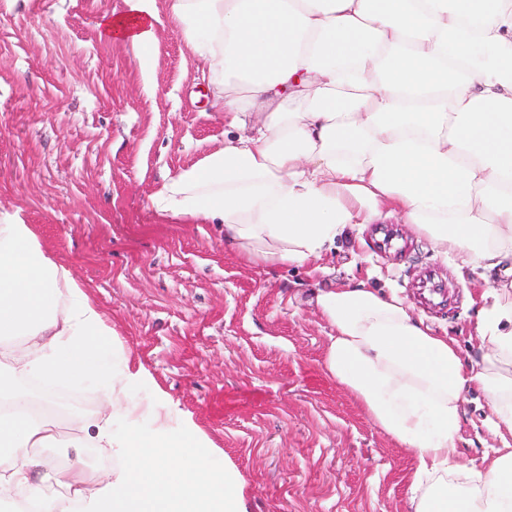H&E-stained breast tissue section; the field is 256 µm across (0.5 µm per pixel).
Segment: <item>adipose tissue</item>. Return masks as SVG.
Segmentation results:
<instances>
[{"label":"adipose tissue","mask_w":512,"mask_h":512,"mask_svg":"<svg viewBox=\"0 0 512 512\" xmlns=\"http://www.w3.org/2000/svg\"><path fill=\"white\" fill-rule=\"evenodd\" d=\"M104 17L107 43L140 64L157 48L156 0ZM230 129L170 176L160 215L224 227L248 264L321 261L355 224L399 216L434 250L482 268L480 358L409 305L364 284L319 291L332 332L326 373L412 457L413 512H512V0H168ZM95 305L18 212L0 210V492L26 512H60L37 481L54 420L35 415L23 375L106 378L92 439L119 472L73 465L55 480L82 512H246L232 470L214 469L192 425L112 430L141 372L113 376ZM486 395L504 445L482 466L456 461L465 390Z\"/></svg>","instance_id":"ef3b65f1"}]
</instances>
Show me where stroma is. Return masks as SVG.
<instances>
[{"instance_id": "1", "label": "stroma", "mask_w": 512, "mask_h": 512, "mask_svg": "<svg viewBox=\"0 0 512 512\" xmlns=\"http://www.w3.org/2000/svg\"><path fill=\"white\" fill-rule=\"evenodd\" d=\"M163 17L142 72L101 37L123 0H0V206L20 211L70 269L112 330L113 371L140 367L141 426L175 406L233 470L247 512H409L410 454L324 370L330 326L317 289L349 280L397 296L463 357L475 333L481 270L458 268L389 219L355 225L323 269L246 264L218 224L163 217L148 198L224 142L180 28ZM485 394L465 392L459 464L500 447Z\"/></svg>"}]
</instances>
